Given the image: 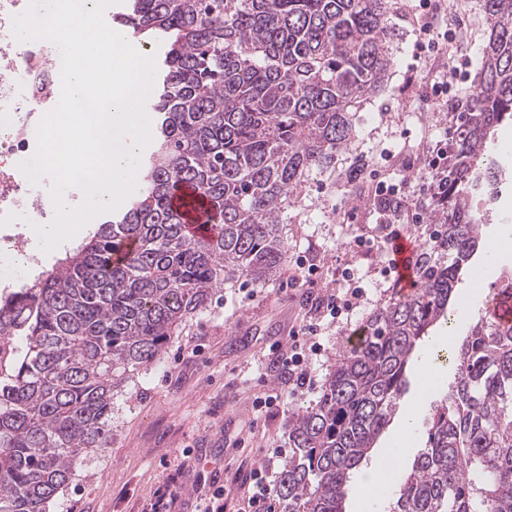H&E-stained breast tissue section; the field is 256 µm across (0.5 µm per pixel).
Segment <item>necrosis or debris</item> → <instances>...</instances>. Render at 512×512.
Returning <instances> with one entry per match:
<instances>
[{
  "label": "necrosis or debris",
  "instance_id": "1",
  "mask_svg": "<svg viewBox=\"0 0 512 512\" xmlns=\"http://www.w3.org/2000/svg\"><path fill=\"white\" fill-rule=\"evenodd\" d=\"M31 0H0V216L26 215V222L0 227V261L12 265L21 255L29 222L51 221L55 209L50 179L31 185L18 165L34 155L42 117L56 106L60 70L56 48L45 40L17 41L15 16L25 13Z\"/></svg>",
  "mask_w": 512,
  "mask_h": 512
}]
</instances>
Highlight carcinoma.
Here are the masks:
<instances>
[{
	"mask_svg": "<svg viewBox=\"0 0 512 512\" xmlns=\"http://www.w3.org/2000/svg\"><path fill=\"white\" fill-rule=\"evenodd\" d=\"M475 93L454 113L448 186L417 256L420 287L378 305L292 414L279 476L284 512H345L346 489L395 412L412 357L440 321L486 214L472 196L512 123V0H483ZM390 0H125L112 22L161 52L143 192L52 267L0 295V512H44L75 461L108 443L113 392L160 362L174 332L224 282L274 279L294 191L355 136L391 66ZM184 184L218 223L189 236L170 205ZM454 384L431 408L424 448L391 484L388 512H512V321L451 340Z\"/></svg>",
	"mask_w": 512,
	"mask_h": 512,
	"instance_id": "1",
	"label": "carcinoma"
}]
</instances>
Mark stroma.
<instances>
[{
  "label": "stroma",
  "mask_w": 512,
  "mask_h": 512,
  "mask_svg": "<svg viewBox=\"0 0 512 512\" xmlns=\"http://www.w3.org/2000/svg\"><path fill=\"white\" fill-rule=\"evenodd\" d=\"M417 2L395 0L392 67L382 91L359 109L349 149L338 153L333 170L311 172L300 186L283 228L288 259L278 276L262 287L245 276L224 284L172 336L159 364L142 368L114 391L109 446L81 458L46 512H148L175 471L181 484L175 512H198L216 494L224 512H242L253 470L266 465L269 449L288 445L293 409L318 403L353 328L377 305L400 296L398 282L380 275L379 251L348 246L355 231L378 226L376 208L361 206L359 195L373 191L382 178L419 186L407 167L447 137L454 106L474 93L486 27L483 0H431L441 8L433 25L445 44L437 61L421 58L415 48ZM460 51L470 67L451 74L447 96L435 98L432 84L439 81L444 62ZM300 255L319 268L314 287L292 285ZM509 265L512 251L484 267L476 300L471 276H462L455 295L469 301L471 312L468 319L453 321L455 335H466L484 316L483 300ZM346 267L364 279L368 301L350 324L321 336L323 350L313 361L317 383L287 405L254 413V398L277 386L282 373L274 346L287 345L289 331L309 318L311 291L335 287L337 271ZM436 400L435 393L421 392L417 375H410L397 408L417 409L412 452L423 447Z\"/></svg>",
  "instance_id": "1"
}]
</instances>
